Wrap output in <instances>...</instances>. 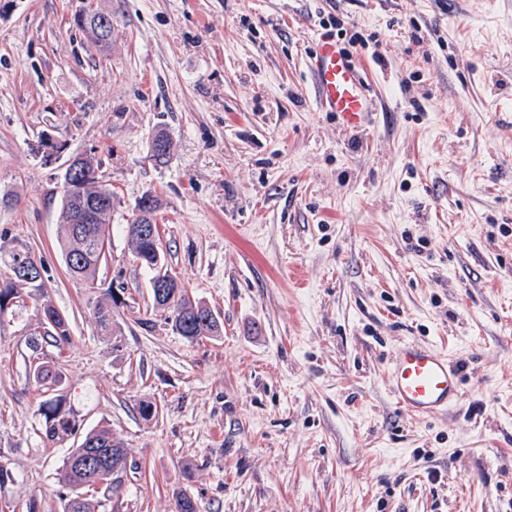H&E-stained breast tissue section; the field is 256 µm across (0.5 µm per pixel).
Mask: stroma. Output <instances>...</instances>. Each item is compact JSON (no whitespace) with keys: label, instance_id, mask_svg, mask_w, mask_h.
I'll list each match as a JSON object with an SVG mask.
<instances>
[{"label":"stroma","instance_id":"1","mask_svg":"<svg viewBox=\"0 0 512 512\" xmlns=\"http://www.w3.org/2000/svg\"><path fill=\"white\" fill-rule=\"evenodd\" d=\"M83 4L0 0V280L16 246L44 266L0 314V512H63L79 439H45L53 394L127 450L96 512L183 494L199 512H512V0H93L104 53ZM331 15L376 38L353 54L375 104L354 126L319 109L308 68ZM75 153L114 194L90 286L59 242ZM147 193L166 269L219 336L188 342L154 307L125 229ZM47 304L65 349L40 341ZM407 340L458 366V406L394 405ZM92 15L94 17V20H95V18L98 19L99 24H95L94 20H93V22L83 23L82 20L78 21V19H77L76 23H77L78 27L85 33L86 37L95 46H97L99 49H102V50L107 49L110 46V44L112 43L111 42L112 40L110 42H103L100 39V34L98 32V28L101 25L102 21H105L106 27L112 28V15L108 14V13L101 12V11H96V10L93 11Z\"/></svg>","mask_w":512,"mask_h":512}]
</instances>
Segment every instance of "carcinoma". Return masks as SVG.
<instances>
[{
  "label": "carcinoma",
  "mask_w": 512,
  "mask_h": 512,
  "mask_svg": "<svg viewBox=\"0 0 512 512\" xmlns=\"http://www.w3.org/2000/svg\"><path fill=\"white\" fill-rule=\"evenodd\" d=\"M86 37L98 48L104 50L110 43L100 39L99 25L93 22H77ZM82 182L80 192L85 202L94 203L96 216L90 224L76 223L78 207L62 195L59 238L62 244V256L71 276L92 282L99 270V256H107L109 226L112 224V191L104 184L98 174L99 165L92 159H81ZM136 258L151 273V280L169 277L164 270V261L144 242L131 239ZM163 308L170 310L167 320L171 329L190 343L203 338L220 335L221 324L213 311L206 305L193 302L178 289ZM93 320L98 333L112 335V309L98 304L93 311ZM70 327L57 323V328L46 336L45 342L60 349L70 343ZM33 377L43 386H56L60 382L59 372H51L41 363L33 367ZM78 424L68 420L45 417L44 436L48 441L60 440L74 435ZM103 457L107 470L122 469L127 462V451L123 442L112 434V429L103 426L85 435L81 443L70 449L58 472L61 486L68 490L65 497L64 512H95L96 504L90 498V492L99 487L103 473L94 465L79 466L81 459Z\"/></svg>",
  "instance_id": "obj_1"
}]
</instances>
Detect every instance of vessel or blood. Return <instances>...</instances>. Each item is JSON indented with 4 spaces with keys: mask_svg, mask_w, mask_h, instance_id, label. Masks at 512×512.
<instances>
[{
    "mask_svg": "<svg viewBox=\"0 0 512 512\" xmlns=\"http://www.w3.org/2000/svg\"><path fill=\"white\" fill-rule=\"evenodd\" d=\"M308 66L321 109L340 115L350 126L371 111L372 100L364 80L336 39H318ZM386 382L394 405L416 417L448 411L462 399L458 368L442 351L414 340L405 341L395 351Z\"/></svg>",
    "mask_w": 512,
    "mask_h": 512,
    "instance_id": "vessel-or-blood-1",
    "label": "vessel or blood"
}]
</instances>
